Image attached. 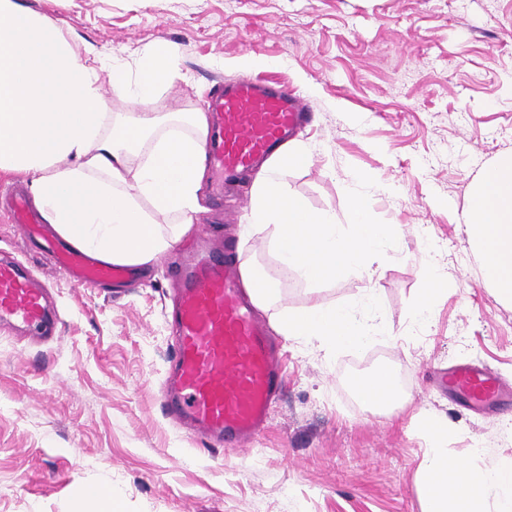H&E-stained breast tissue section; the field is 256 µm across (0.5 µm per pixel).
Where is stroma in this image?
Listing matches in <instances>:
<instances>
[{
  "label": "stroma",
  "instance_id": "1",
  "mask_svg": "<svg viewBox=\"0 0 512 512\" xmlns=\"http://www.w3.org/2000/svg\"><path fill=\"white\" fill-rule=\"evenodd\" d=\"M134 70L173 46L178 67L155 112H199L212 87L243 76L288 85L314 112L293 145L306 161L280 173L312 210L349 221L356 172L378 183L370 211L399 226L375 273L307 285L289 276L262 312L343 304L373 318L358 348L288 339V387L249 449L208 453L160 412L176 281L170 255L137 266L121 294L81 288L26 244L0 212V251L53 287L61 324L45 343L0 333V512H94L82 487L112 489L118 512H424L415 416L455 423L449 457L512 458V401L488 415L418 380L430 366L479 362L512 387V304L487 284L464 213L484 169L512 155V0H22ZM252 177L199 217L215 251L238 238L243 261L277 275L263 237L228 222L249 211ZM448 280L430 298L424 272ZM390 367L404 385L373 412L343 381Z\"/></svg>",
  "mask_w": 512,
  "mask_h": 512
}]
</instances>
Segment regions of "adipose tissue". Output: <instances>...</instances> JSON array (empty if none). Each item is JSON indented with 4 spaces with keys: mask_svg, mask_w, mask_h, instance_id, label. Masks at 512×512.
<instances>
[{
    "mask_svg": "<svg viewBox=\"0 0 512 512\" xmlns=\"http://www.w3.org/2000/svg\"><path fill=\"white\" fill-rule=\"evenodd\" d=\"M173 50L140 58L135 74L91 43L76 45L56 21L0 0V171L29 176L35 205L68 241L123 265L172 249L202 212L204 113L150 111L176 69ZM137 106L135 118L110 112L100 74ZM172 219L169 232L159 221ZM487 282L512 304V157L488 167L465 215ZM274 331L290 339L356 347L367 333L356 310L313 305L284 313ZM420 462L425 512H512V460L480 469L450 459L455 429L428 418Z\"/></svg>",
    "mask_w": 512,
    "mask_h": 512,
    "instance_id": "adipose-tissue-1",
    "label": "adipose tissue"
}]
</instances>
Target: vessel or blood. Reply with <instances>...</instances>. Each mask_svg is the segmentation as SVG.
<instances>
[{
	"mask_svg": "<svg viewBox=\"0 0 512 512\" xmlns=\"http://www.w3.org/2000/svg\"><path fill=\"white\" fill-rule=\"evenodd\" d=\"M206 150L216 190L277 155L307 120L297 95L251 79L218 83ZM10 218L29 239L43 237L39 215L14 195ZM52 266L82 287L120 283L127 270L90 253L49 241ZM238 250L194 256L179 271L172 313L175 342L160 395L163 414L209 444L237 453L267 427L287 378L281 350L244 293ZM58 319L45 281L20 258L0 260V326L54 335ZM445 381L466 401L495 405L501 384L487 367L460 365Z\"/></svg>",
	"mask_w": 512,
	"mask_h": 512,
	"instance_id": "b4317fda",
	"label": "vessel or blood"
}]
</instances>
